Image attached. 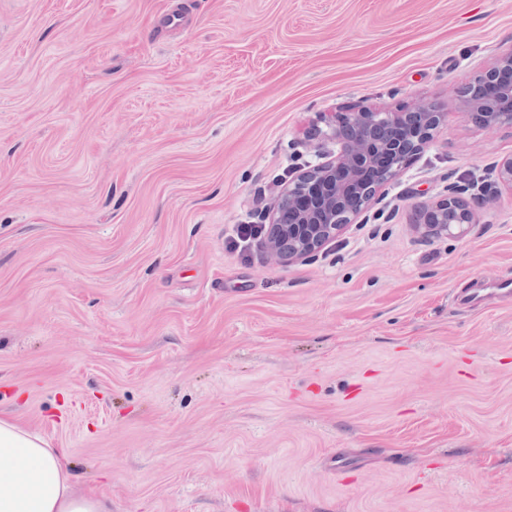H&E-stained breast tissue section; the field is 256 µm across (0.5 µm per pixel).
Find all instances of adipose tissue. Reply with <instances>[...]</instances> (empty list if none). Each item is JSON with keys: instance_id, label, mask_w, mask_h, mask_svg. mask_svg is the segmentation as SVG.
Wrapping results in <instances>:
<instances>
[{"instance_id": "adipose-tissue-1", "label": "adipose tissue", "mask_w": 512, "mask_h": 512, "mask_svg": "<svg viewBox=\"0 0 512 512\" xmlns=\"http://www.w3.org/2000/svg\"><path fill=\"white\" fill-rule=\"evenodd\" d=\"M0 512H112V503L79 488L60 452L0 410Z\"/></svg>"}]
</instances>
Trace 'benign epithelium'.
I'll list each match as a JSON object with an SVG mask.
<instances>
[{"label":"benign epithelium","mask_w":512,"mask_h":512,"mask_svg":"<svg viewBox=\"0 0 512 512\" xmlns=\"http://www.w3.org/2000/svg\"><path fill=\"white\" fill-rule=\"evenodd\" d=\"M474 81L482 92L455 89L459 108L486 129L512 127V49L500 54ZM447 113L430 101L397 111L336 112L323 143L271 205L266 247L280 264L316 254L380 204L394 184L430 147ZM499 183L512 190V153L495 166ZM470 187L448 185L447 194L419 202L412 213L416 233L431 239H462L485 200Z\"/></svg>","instance_id":"benign-epithelium-1"}]
</instances>
